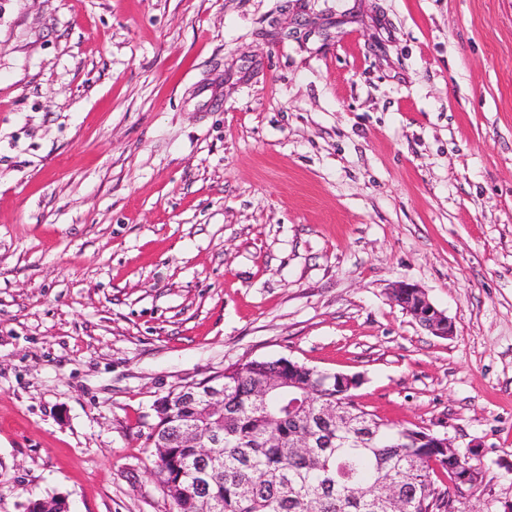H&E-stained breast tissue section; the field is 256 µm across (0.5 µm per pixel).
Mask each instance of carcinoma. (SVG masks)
Here are the masks:
<instances>
[{
	"instance_id": "1",
	"label": "carcinoma",
	"mask_w": 512,
	"mask_h": 512,
	"mask_svg": "<svg viewBox=\"0 0 512 512\" xmlns=\"http://www.w3.org/2000/svg\"><path fill=\"white\" fill-rule=\"evenodd\" d=\"M213 380L224 383V412L200 428L223 445L203 457L184 446L175 426L202 414ZM270 383L275 388L258 401ZM194 390L190 401L177 391L160 398L165 416L148 435L171 512H387L380 498L387 483L411 489L407 512H442L452 497L434 479L453 466L444 449L420 431L379 424L347 400L334 373L285 357L252 359L225 366ZM302 397L306 406H291ZM326 406L358 415L368 429L322 417Z\"/></svg>"
}]
</instances>
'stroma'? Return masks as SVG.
<instances>
[{
	"instance_id": "35a3bbf8",
	"label": "stroma",
	"mask_w": 512,
	"mask_h": 512,
	"mask_svg": "<svg viewBox=\"0 0 512 512\" xmlns=\"http://www.w3.org/2000/svg\"><path fill=\"white\" fill-rule=\"evenodd\" d=\"M279 357L512 504V0H0V512H169L154 401ZM389 298L393 304L401 307L419 325L435 336L453 334L452 322L431 303L426 291L420 286L399 282L391 288Z\"/></svg>"
}]
</instances>
